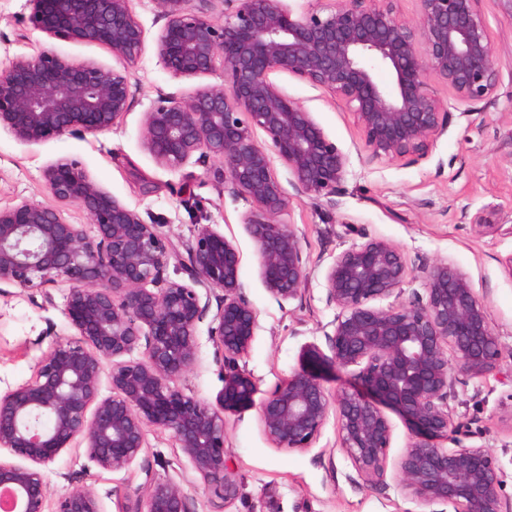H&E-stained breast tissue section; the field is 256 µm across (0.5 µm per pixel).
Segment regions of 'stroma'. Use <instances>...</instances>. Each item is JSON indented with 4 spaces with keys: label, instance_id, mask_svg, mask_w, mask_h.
<instances>
[{
    "label": "stroma",
    "instance_id": "35a3bbf8",
    "mask_svg": "<svg viewBox=\"0 0 512 512\" xmlns=\"http://www.w3.org/2000/svg\"><path fill=\"white\" fill-rule=\"evenodd\" d=\"M146 37L139 56L124 69L134 98L128 112L108 132L64 135L24 145L0 131V206L25 199L52 204L45 168L61 158L78 160L104 190L158 225L168 240L165 275L187 281V248L198 228L216 225L241 254V284L259 314L261 328L244 359L257 382L254 399L263 401L299 370L304 346L328 352L324 332L336 309L326 302L324 272L333 257L363 236L398 246L414 274L403 285L405 297L423 292L415 271L440 258L467 272L489 306L494 334L503 351L502 370L512 369V276L501 261L512 254V6L507 0H480L494 49L499 84L492 98L476 105L456 101L447 87L432 82L437 98L452 115L447 133L428 159L366 162L354 114L331 93L285 71L273 80L302 103L349 158L342 194L334 205L294 199L282 215L297 233L310 272L301 298L275 300L258 272L256 245L243 224L250 205L224 191L220 163L193 159L179 169L163 167L143 146L144 114L162 93H178L222 83V73L177 81L160 63L155 38L160 28L153 0H130ZM27 0H0V68L19 55L51 49L76 63L116 66L110 50L97 43L48 37L27 21ZM68 286L41 288L0 285V392L32 380L52 341L74 335L64 314ZM199 361L178 381L187 394L214 401L223 372L208 336L197 331ZM255 406L225 417L227 446L237 480L230 500L218 497L167 432L148 429L146 447L129 468L106 471L75 444L47 467L53 512L58 498L78 486L92 488L103 512H135L138 491L152 481L180 484L197 512H425L396 487L374 488L341 448L339 424L329 417L313 447L290 452L267 440ZM466 446L488 448L501 471L500 495L512 504V386L494 378H469L453 401Z\"/></svg>",
    "mask_w": 512,
    "mask_h": 512
}]
</instances>
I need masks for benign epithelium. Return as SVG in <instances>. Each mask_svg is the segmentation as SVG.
<instances>
[{
  "mask_svg": "<svg viewBox=\"0 0 512 512\" xmlns=\"http://www.w3.org/2000/svg\"><path fill=\"white\" fill-rule=\"evenodd\" d=\"M223 6L224 22L211 16ZM29 22L48 36L107 45L119 61L142 51L145 29L130 0H28ZM162 26L158 58L176 80L220 69L224 82L189 93L160 94L145 112L143 145L160 165L179 169L192 157L221 164L224 191L249 202L244 218L255 242L259 276L278 301L301 297L309 271L300 239L279 217L293 201L273 175L274 159L297 197L326 200L343 189L348 157L271 74L286 70L343 101L355 115L369 161L416 164L448 131L449 112L429 85L433 76L462 103L492 97L498 69L479 0H418L419 19L403 21L398 0H312L296 14L284 0H154ZM384 66L392 88L375 80ZM126 74L77 64L53 50L18 56L0 70V129L34 145L63 135L99 134L129 111ZM260 129L267 145L260 146ZM53 205L21 200L0 207V284H68L64 312L74 338L54 341L34 381L0 394V492L11 512H45V468L76 442L104 470L135 463L147 428L169 432L207 482L237 492L224 419L253 405L256 384L241 365L260 329L240 282L237 245L203 224L188 251L189 282L164 278L168 245L158 225L103 190L79 162L61 158L44 170ZM83 209L96 235L68 223L62 207ZM411 275L402 250L377 237L336 254L324 274L336 307L324 333L331 356L313 345L303 365L259 405L275 448L312 447L331 411L341 448L373 485L385 484L396 412L411 436L394 480L431 512H504L493 454L459 444L449 398L457 376L499 374L502 350L489 308L470 276L448 259L421 269L424 295L402 299ZM221 291L208 334L224 386L212 403L177 380L198 360L197 326L208 304L197 286ZM142 358L130 359L135 349ZM112 395H100L105 364ZM357 367L363 392L330 396L321 369ZM452 441L456 447L441 446ZM144 512H197L173 481L150 484ZM55 512H102L95 493L76 487Z\"/></svg>",
  "mask_w": 512,
  "mask_h": 512,
  "instance_id": "7a95c632",
  "label": "benign epithelium"
}]
</instances>
